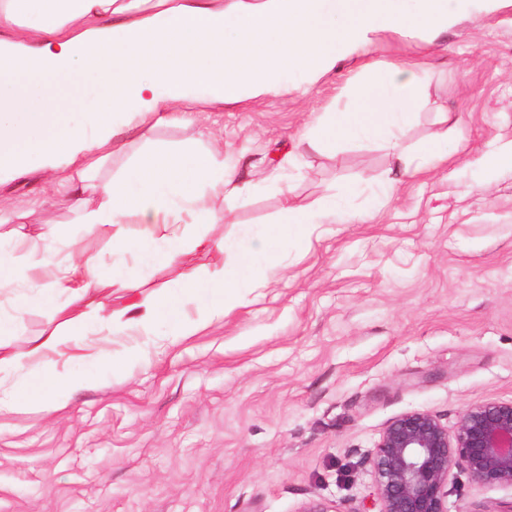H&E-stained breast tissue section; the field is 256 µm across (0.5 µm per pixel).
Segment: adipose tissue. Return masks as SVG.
I'll return each mask as SVG.
<instances>
[{
  "label": "adipose tissue",
  "mask_w": 512,
  "mask_h": 512,
  "mask_svg": "<svg viewBox=\"0 0 512 512\" xmlns=\"http://www.w3.org/2000/svg\"><path fill=\"white\" fill-rule=\"evenodd\" d=\"M464 0H0V174L42 169L50 187L79 192L73 221L111 231L129 214L144 231L136 240L113 237L112 250L131 253L137 265H104L88 255L60 264L51 252L60 231L36 241L14 239L23 258L0 253V288L38 278L45 290L18 294L12 312L0 314V347L9 345L18 314L50 305L58 291L76 307L65 321L72 336L100 324L109 336L131 342L109 359L113 373L147 358L140 344L166 324L170 335L190 336L223 318L243 289L258 287L259 266H275L282 246L296 235L312 236L335 217L332 196L311 204L286 198L284 220L271 229L244 231L240 242L215 243L219 255L206 271L183 273L153 296L121 307L90 302V293L135 290L139 267L176 263L202 235L179 236L172 225L199 227L218 221L209 202L253 189L237 167L211 149L185 145L152 149L120 178H100L115 151L116 136L147 125L156 112L194 102L232 103L286 90L297 75L316 82L339 59L380 30L439 33ZM76 82L87 103L81 121L65 125L56 97ZM426 69L389 64L363 85L352 109L318 114L296 139L297 155L370 141L403 156L400 135L413 121ZM82 378L43 367L23 382L0 386V412L57 410Z\"/></svg>",
  "instance_id": "obj_1"
}]
</instances>
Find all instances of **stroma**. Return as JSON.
<instances>
[{"label": "stroma", "mask_w": 512, "mask_h": 512, "mask_svg": "<svg viewBox=\"0 0 512 512\" xmlns=\"http://www.w3.org/2000/svg\"><path fill=\"white\" fill-rule=\"evenodd\" d=\"M374 61L430 66L426 102L403 136L419 158L449 130L448 160L403 177L377 210L351 187L378 185L395 161L367 142L292 158L316 113L346 108ZM203 138L241 160L256 188L216 199L206 245L170 266L141 269L119 307L188 269L211 268L210 242L283 217L281 184L298 203L335 196L352 223L289 241L282 268L242 305L150 363L115 376L76 342L24 360L92 372L95 382L55 412H0V512H300L315 500L335 512H381L371 459L387 424L426 411L455 429L473 404L512 401V169L486 174L484 156L512 142V0H467L432 40L382 30L308 85L232 104L165 112L148 137L120 136L106 175L121 176L151 147ZM17 213L68 228L61 254L112 260V236L71 223L72 197L40 170L0 179ZM58 305L17 319L19 352L62 327ZM512 489L456 473L448 512H504Z\"/></svg>", "instance_id": "35a3bbf8"}]
</instances>
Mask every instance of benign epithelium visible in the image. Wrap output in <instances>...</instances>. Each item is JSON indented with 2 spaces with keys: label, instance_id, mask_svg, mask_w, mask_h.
I'll use <instances>...</instances> for the list:
<instances>
[{
  "label": "benign epithelium",
  "instance_id": "1",
  "mask_svg": "<svg viewBox=\"0 0 512 512\" xmlns=\"http://www.w3.org/2000/svg\"><path fill=\"white\" fill-rule=\"evenodd\" d=\"M382 512H448L453 470L512 488V401L467 407L453 432L432 414L392 419L372 458Z\"/></svg>",
  "mask_w": 512,
  "mask_h": 512
}]
</instances>
